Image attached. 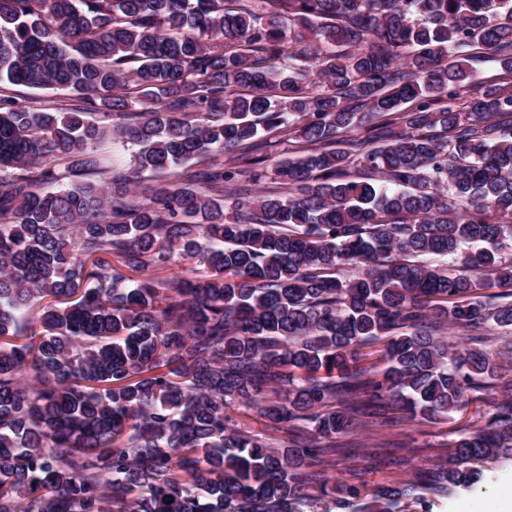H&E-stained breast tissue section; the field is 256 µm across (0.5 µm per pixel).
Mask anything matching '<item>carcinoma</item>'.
<instances>
[{
  "instance_id": "obj_1",
  "label": "carcinoma",
  "mask_w": 512,
  "mask_h": 512,
  "mask_svg": "<svg viewBox=\"0 0 512 512\" xmlns=\"http://www.w3.org/2000/svg\"><path fill=\"white\" fill-rule=\"evenodd\" d=\"M511 77L512 0H0V83L72 96L0 99V512H428L512 462ZM479 391L413 478L329 474ZM11 97L14 101L37 109L61 107L71 102L70 96L60 90L30 89L22 86L0 84V97ZM135 149L131 144L123 143L113 138L98 148L105 167L114 165L115 167L123 168H128L133 164Z\"/></svg>"
}]
</instances>
